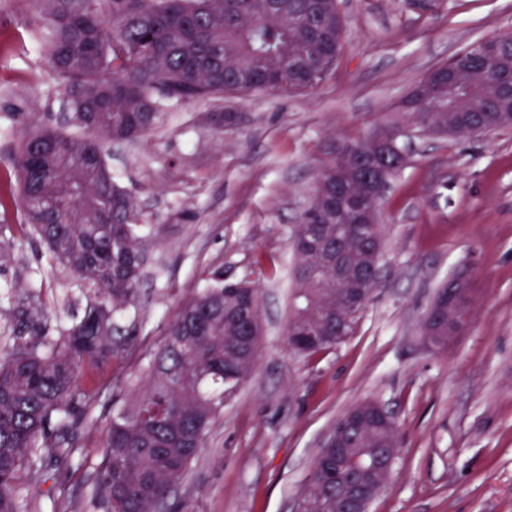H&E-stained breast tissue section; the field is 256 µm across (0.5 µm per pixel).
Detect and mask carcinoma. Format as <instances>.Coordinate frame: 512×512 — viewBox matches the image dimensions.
I'll return each instance as SVG.
<instances>
[{
    "label": "carcinoma",
    "mask_w": 512,
    "mask_h": 512,
    "mask_svg": "<svg viewBox=\"0 0 512 512\" xmlns=\"http://www.w3.org/2000/svg\"><path fill=\"white\" fill-rule=\"evenodd\" d=\"M44 23L32 30L68 95L62 128H39L14 147L27 225L52 260L79 283L67 301L63 328L34 296L13 304L0 341V512H29L23 479L39 482L68 461L76 431L100 388L86 370L126 359L133 329L116 316L139 298L145 246L130 194L115 184L111 142H135L164 124L173 104L221 99L254 90L298 91L323 82L336 64L344 24L336 0H34ZM466 99L448 111V83L427 76L394 106L397 120L361 138L340 137L319 168L313 200L292 233L297 287L287 324L288 347L313 356L336 344L306 336L336 334L344 342L362 309L336 311V270L324 253L341 245L379 285L383 229L362 223L382 198L347 180L342 156L369 153L374 175L392 182L408 164L403 140L472 138L512 126V52L480 57L479 43L457 61ZM381 134L395 135L379 145ZM206 288L167 328L148 364V381L131 399L112 405L94 468L96 512H157L170 488L204 447L224 401L260 357L259 288L255 281L213 273ZM448 282L436 292L422 335L448 347L445 325L455 304ZM357 428L337 424L349 458L328 471L333 448L321 449L298 496L312 512H341L336 486L355 465L398 454V426L372 404Z\"/></svg>",
    "instance_id": "cac0c4a2"
}]
</instances>
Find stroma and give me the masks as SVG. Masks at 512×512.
<instances>
[{
	"label": "stroma",
	"instance_id": "stroma-1",
	"mask_svg": "<svg viewBox=\"0 0 512 512\" xmlns=\"http://www.w3.org/2000/svg\"><path fill=\"white\" fill-rule=\"evenodd\" d=\"M334 71L303 92L256 90L173 106L153 136L116 144L115 182L153 225L126 359L85 380L101 388L66 465L24 490L38 512H92L105 417L144 381L167 327L211 271L260 283L254 372L224 404L162 512H294L336 421L371 400L394 416L399 454L369 512H512V128L468 140L414 141L379 211L380 283L355 332L308 357L288 348L296 286L289 240L311 203L334 133H371L432 68L471 43L512 32V0H340ZM31 0H0V311L36 291L49 305L77 286L26 237L13 144L55 125L65 94L31 31ZM242 117L219 126L218 114ZM471 275L470 325L448 348L425 345L436 290Z\"/></svg>",
	"mask_w": 512,
	"mask_h": 512
}]
</instances>
